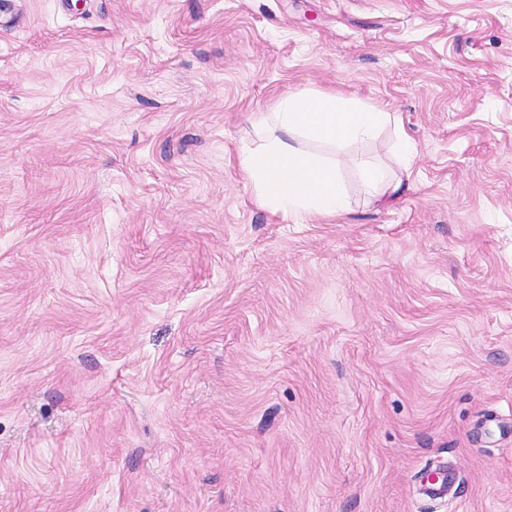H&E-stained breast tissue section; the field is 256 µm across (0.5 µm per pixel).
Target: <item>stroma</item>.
Instances as JSON below:
<instances>
[{"label": "stroma", "instance_id": "35a3bbf8", "mask_svg": "<svg viewBox=\"0 0 512 512\" xmlns=\"http://www.w3.org/2000/svg\"><path fill=\"white\" fill-rule=\"evenodd\" d=\"M298 90L415 144L333 221L236 168ZM0 512H512V0H6Z\"/></svg>", "mask_w": 512, "mask_h": 512}]
</instances>
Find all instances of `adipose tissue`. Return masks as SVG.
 Masks as SVG:
<instances>
[{
  "instance_id": "ef3b65f1",
  "label": "adipose tissue",
  "mask_w": 512,
  "mask_h": 512,
  "mask_svg": "<svg viewBox=\"0 0 512 512\" xmlns=\"http://www.w3.org/2000/svg\"><path fill=\"white\" fill-rule=\"evenodd\" d=\"M254 124L263 138L258 145L241 148L239 173L262 207L302 221L347 211L345 185L334 159L347 145L376 140L390 127L396 134L394 151L405 159L413 152L396 113L352 106L333 92L285 95L273 111L257 113ZM303 136L328 147V154L302 150L298 140Z\"/></svg>"
}]
</instances>
